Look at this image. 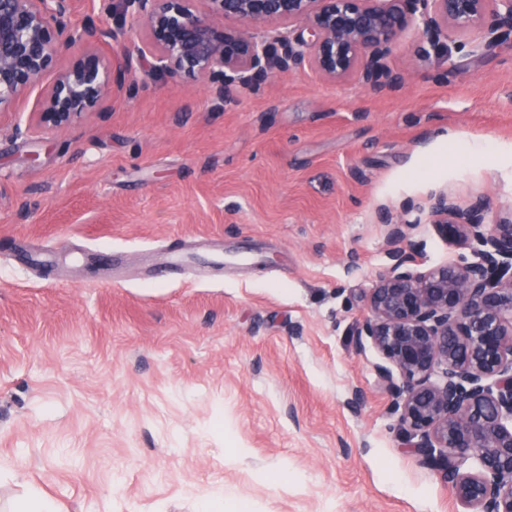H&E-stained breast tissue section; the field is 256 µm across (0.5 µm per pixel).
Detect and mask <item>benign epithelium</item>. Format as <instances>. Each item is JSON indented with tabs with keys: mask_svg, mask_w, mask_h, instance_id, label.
Listing matches in <instances>:
<instances>
[{
	"mask_svg": "<svg viewBox=\"0 0 512 512\" xmlns=\"http://www.w3.org/2000/svg\"><path fill=\"white\" fill-rule=\"evenodd\" d=\"M196 2L122 0L111 27L73 22V0H0V110L77 46L32 112L45 130L109 111L135 70L200 77L226 105L241 88L305 66L382 94L403 84L388 59L409 28L427 55L447 52L450 28L472 53L512 40V0H205L204 15ZM127 13L140 31L130 47L121 43ZM234 21L299 22L307 35L259 38ZM378 217L390 268L368 290L356 336L384 360L377 374L406 447L441 473L465 512H512V219L496 218L483 199L461 207L444 192L406 203L397 219L386 207ZM423 219L459 260L412 268L410 233ZM470 459L474 468L463 469Z\"/></svg>",
	"mask_w": 512,
	"mask_h": 512,
	"instance_id": "7a95c632",
	"label": "benign epithelium"
}]
</instances>
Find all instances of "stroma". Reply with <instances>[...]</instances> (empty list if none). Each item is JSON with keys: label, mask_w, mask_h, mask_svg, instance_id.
<instances>
[{"label": "stroma", "mask_w": 512, "mask_h": 512, "mask_svg": "<svg viewBox=\"0 0 512 512\" xmlns=\"http://www.w3.org/2000/svg\"><path fill=\"white\" fill-rule=\"evenodd\" d=\"M458 40L402 34L385 96L304 68L225 106L138 72L69 127H28L32 94L0 110V512L35 489L61 512H462L355 338L389 267L379 205L512 215V42ZM411 238L418 270L458 257ZM215 239L240 263L153 276L155 251Z\"/></svg>", "instance_id": "stroma-1"}]
</instances>
